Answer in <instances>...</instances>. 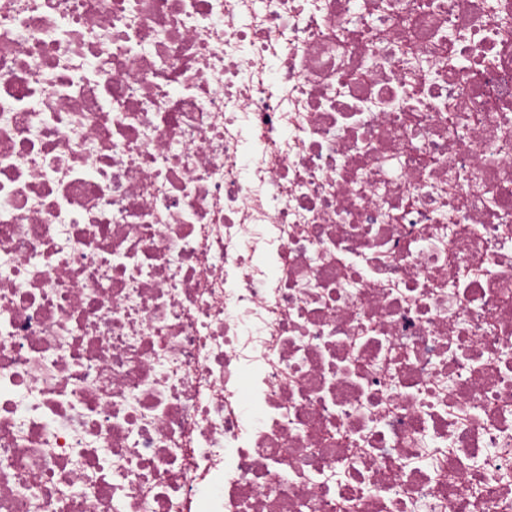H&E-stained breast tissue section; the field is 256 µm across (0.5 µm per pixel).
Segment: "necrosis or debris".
<instances>
[{"instance_id":"4bbe7bcc","label":"necrosis or debris","mask_w":512,"mask_h":512,"mask_svg":"<svg viewBox=\"0 0 512 512\" xmlns=\"http://www.w3.org/2000/svg\"><path fill=\"white\" fill-rule=\"evenodd\" d=\"M0 512H512V0H0Z\"/></svg>"}]
</instances>
